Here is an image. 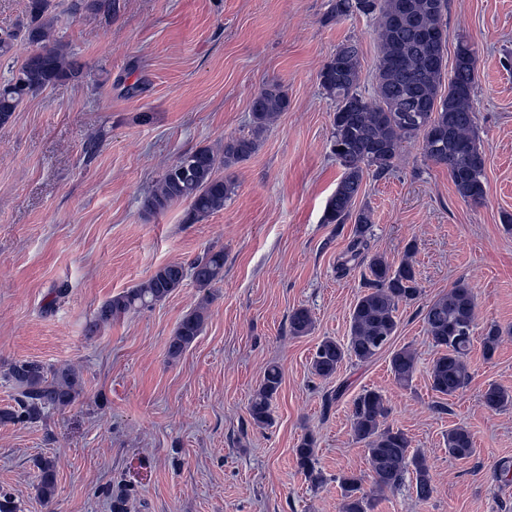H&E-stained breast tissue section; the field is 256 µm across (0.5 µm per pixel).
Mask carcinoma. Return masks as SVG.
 <instances>
[{
    "label": "carcinoma",
    "mask_w": 512,
    "mask_h": 512,
    "mask_svg": "<svg viewBox=\"0 0 512 512\" xmlns=\"http://www.w3.org/2000/svg\"><path fill=\"white\" fill-rule=\"evenodd\" d=\"M353 15L375 22L379 43L375 96L368 99L359 91L357 43L338 45L318 75L323 93L336 102L331 143L343 170L326 202L323 223L354 225L342 267L350 263L364 266V291L350 313L349 341L341 344L326 338L312 356L313 374L325 380L335 376L347 359L372 361L397 333L399 305L410 304L421 295L412 262L414 244H408L405 258L396 266L378 254H369L372 214L367 207L356 205L365 176L386 175L402 144L413 140L419 142L425 158L448 170L462 199L474 205L485 199L486 156L473 107L476 51L468 41H459L450 66L446 41L423 38L430 32L440 35L447 27L448 0H331L330 17L341 20ZM26 17L20 29L0 36V58L9 56L14 41L20 38L31 46L11 78L0 84V126L10 121L27 98L83 76L82 64L68 45L54 36L57 18L52 0H28ZM288 106L285 86L272 83L263 87L250 104L251 134L225 141L220 153L209 147L184 151L146 196L145 210L157 213L187 202L191 223L223 210L236 191L229 171L258 150L272 122ZM188 276L201 291L213 287L224 277V251H208L187 267L179 263L159 267L148 280L105 301L88 331L166 300ZM209 303L206 294L180 320L168 345L171 358L180 357L201 334ZM475 308L472 289L457 284L426 305L423 312L427 336L438 349L429 377L432 391L440 397H455L470 383L468 355ZM313 325L310 311L303 307L294 309L288 317L289 331L294 336L306 335ZM499 342V329L490 327L481 339L484 355L493 356ZM416 364L417 353L411 346L393 351L390 371L396 383L409 386ZM0 377L18 396V409L0 413L3 422H37L51 410L71 406L80 395L78 377L67 366L47 368L35 362L15 361L6 365ZM281 384V367L267 366L248 404L254 425L272 423V401ZM482 398L491 411L512 404V393L494 383L484 389ZM387 414L385 397L377 390L366 389L353 400L351 428L356 441L365 447L374 489L364 491L363 477L354 472L341 473L336 477L341 488L339 512H373L377 494L401 486L408 473L413 474L419 499L427 500L433 493L426 458L411 452L408 436L387 424ZM445 442L448 454L455 459H468L475 453L473 436L463 425L449 429ZM295 455L311 485L322 484L324 476L314 466L312 436L301 439ZM38 469V494L47 502L55 492L52 461L41 459ZM110 509L128 512L125 486L112 489Z\"/></svg>",
    "instance_id": "obj_1"
}]
</instances>
